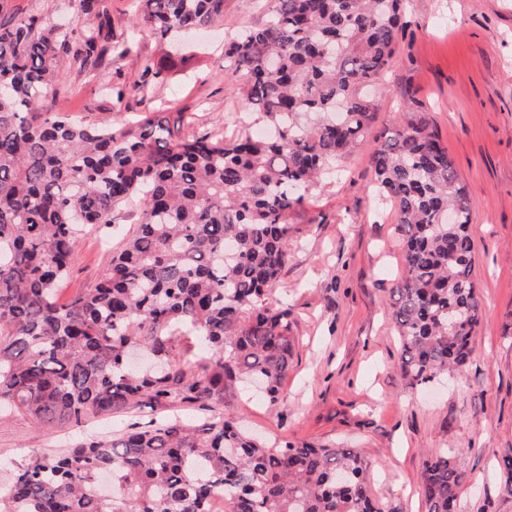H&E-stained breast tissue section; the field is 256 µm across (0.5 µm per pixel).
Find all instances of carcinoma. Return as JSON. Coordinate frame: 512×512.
<instances>
[{"label":"carcinoma","instance_id":"obj_1","mask_svg":"<svg viewBox=\"0 0 512 512\" xmlns=\"http://www.w3.org/2000/svg\"><path fill=\"white\" fill-rule=\"evenodd\" d=\"M265 22L224 43L245 77L246 114L269 129L183 135V112L114 127L50 112L71 60L88 74L131 52L103 0H75L76 24L4 14L0 0V402L43 427L91 416L202 410L56 454L35 453L0 491V512H384L365 459L334 445L271 447L224 410L244 383L270 401L293 356L272 290L293 220L320 177L365 143L366 90L394 58L402 0H270ZM160 35L224 20V0H139ZM375 187L394 208L403 271L389 310L410 384L457 371L481 298L470 195L429 113L370 144ZM140 205L110 268L66 304L60 286L88 224ZM200 371L193 370V367ZM426 512H459L464 472L423 462Z\"/></svg>","mask_w":512,"mask_h":512}]
</instances>
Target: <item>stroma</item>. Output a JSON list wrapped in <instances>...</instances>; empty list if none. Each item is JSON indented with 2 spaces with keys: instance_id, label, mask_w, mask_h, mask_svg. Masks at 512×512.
<instances>
[{
  "instance_id": "35a3bbf8",
  "label": "stroma",
  "mask_w": 512,
  "mask_h": 512,
  "mask_svg": "<svg viewBox=\"0 0 512 512\" xmlns=\"http://www.w3.org/2000/svg\"><path fill=\"white\" fill-rule=\"evenodd\" d=\"M117 38L130 55L113 60L125 88L106 100L98 80L68 70L50 99L55 112L123 126L176 101L195 116L194 133L231 136L243 110L233 59L224 39L262 24L268 0H224V20L175 53L146 24L132 25L137 0H105ZM405 30L373 99L369 129L429 112L471 199L474 280L480 323L464 371L410 386L388 313L389 290L402 266L401 242L389 206L377 202L367 149L339 163L340 173L315 188L292 232L287 267L272 292L287 307L295 349L271 403L238 387L224 406L267 444H333L367 461L385 512H425L422 461L439 450L466 472L460 512H512L499 463L512 448V0H406ZM161 75H154V68ZM139 210L116 212L111 225L81 234L61 295L70 301L97 281ZM143 407L52 430L25 414L0 417V484L33 452L56 453L91 435L117 433L154 418Z\"/></svg>"
}]
</instances>
